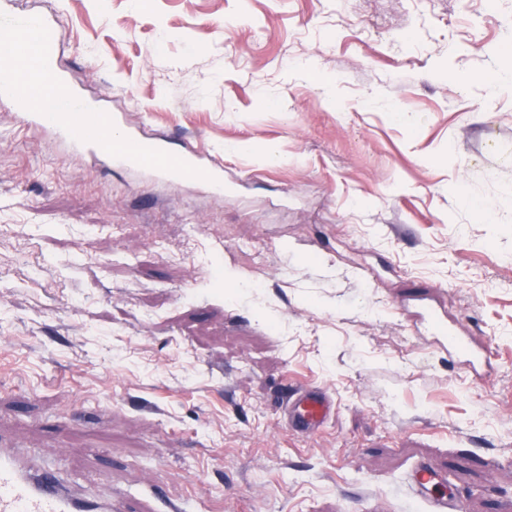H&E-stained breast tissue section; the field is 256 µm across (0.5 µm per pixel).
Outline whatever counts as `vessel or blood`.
<instances>
[{"label":"vessel or blood","mask_w":512,"mask_h":512,"mask_svg":"<svg viewBox=\"0 0 512 512\" xmlns=\"http://www.w3.org/2000/svg\"><path fill=\"white\" fill-rule=\"evenodd\" d=\"M0 36L27 60L23 70L0 67V98L15 103L22 126L52 128L84 159H105L152 179L176 176L201 184L213 194H223L224 173L219 161L195 152L173 153L163 141L144 137L132 129L123 131V148H114L112 132L118 122L112 115L97 112L61 75H54L53 88L41 83L40 66L63 38L51 14L2 9ZM437 341L449 355L464 356L471 368L492 366L490 347L474 345L472 338L460 335L456 327L443 331ZM281 410L293 432L312 436L334 419L336 400L326 388L301 386L291 390ZM410 483L416 497L428 502L432 512H456V501L439 492L440 481L435 473L418 468ZM0 512H113V505L92 499L66 482L57 467L32 466L24 452L1 447Z\"/></svg>","instance_id":"obj_1"}]
</instances>
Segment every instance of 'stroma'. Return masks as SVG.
<instances>
[{"instance_id":"1","label":"stroma","mask_w":512,"mask_h":512,"mask_svg":"<svg viewBox=\"0 0 512 512\" xmlns=\"http://www.w3.org/2000/svg\"><path fill=\"white\" fill-rule=\"evenodd\" d=\"M216 197L68 156L0 103V441L115 512H512V0H17ZM276 149L279 160L263 151ZM488 343L476 378L406 303ZM338 402L289 430L286 382ZM410 483L417 498L428 502L432 512H455L457 501L450 500L445 493H437L441 484L435 473L426 468L416 469L410 477Z\"/></svg>"}]
</instances>
